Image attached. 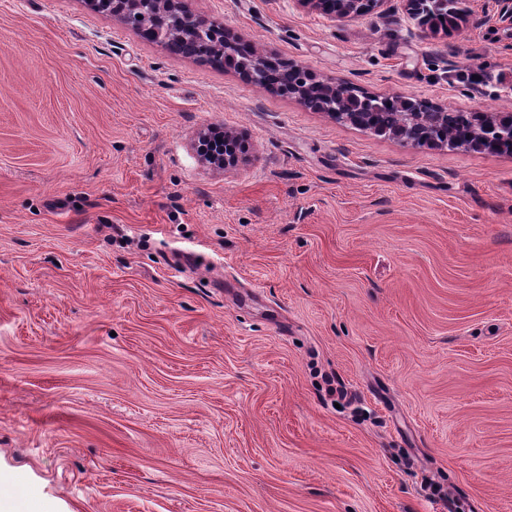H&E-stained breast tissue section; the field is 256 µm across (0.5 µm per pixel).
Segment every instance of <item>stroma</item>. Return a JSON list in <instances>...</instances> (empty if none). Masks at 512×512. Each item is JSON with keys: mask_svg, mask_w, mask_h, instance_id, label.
<instances>
[{"mask_svg": "<svg viewBox=\"0 0 512 512\" xmlns=\"http://www.w3.org/2000/svg\"><path fill=\"white\" fill-rule=\"evenodd\" d=\"M189 5L316 79L512 113L495 0L447 35ZM0 474L32 512H512V154L0 0ZM388 99V97L380 99L384 102L383 107L372 117L371 125L389 132L399 126L401 118L399 112L391 104L387 103Z\"/></svg>", "mask_w": 512, "mask_h": 512, "instance_id": "35a3bbf8", "label": "stroma"}]
</instances>
